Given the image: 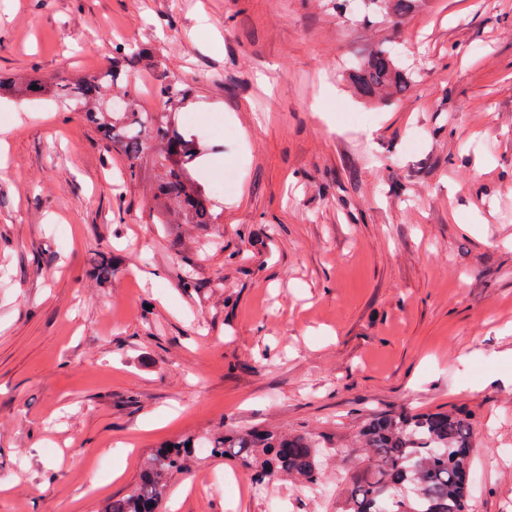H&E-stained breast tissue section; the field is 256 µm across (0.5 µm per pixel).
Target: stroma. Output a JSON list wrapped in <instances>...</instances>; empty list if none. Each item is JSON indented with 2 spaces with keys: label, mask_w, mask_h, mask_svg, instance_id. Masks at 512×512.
Wrapping results in <instances>:
<instances>
[{
  "label": "stroma",
  "mask_w": 512,
  "mask_h": 512,
  "mask_svg": "<svg viewBox=\"0 0 512 512\" xmlns=\"http://www.w3.org/2000/svg\"><path fill=\"white\" fill-rule=\"evenodd\" d=\"M384 39L421 78L371 106L340 71ZM145 42L143 109L166 81L196 91L216 223H154L82 113L0 97V512H100L161 442L226 426L342 440L454 407L470 512H512V0H432L397 28L327 0H0L4 79L71 82ZM349 467L272 491L326 512ZM238 470L190 457L169 512H270L225 488Z\"/></svg>",
  "instance_id": "35a3bbf8"
}]
</instances>
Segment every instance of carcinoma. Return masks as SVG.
<instances>
[{
	"instance_id": "cac0c4a2",
	"label": "carcinoma",
	"mask_w": 512,
	"mask_h": 512,
	"mask_svg": "<svg viewBox=\"0 0 512 512\" xmlns=\"http://www.w3.org/2000/svg\"><path fill=\"white\" fill-rule=\"evenodd\" d=\"M427 0H361L356 22L365 25L420 11ZM134 66H154L150 49L116 48L104 71L74 83L29 75L9 83L0 80V96L52 95L82 112L107 139L121 147L126 174L145 177L143 157L153 152L148 176L161 214L177 215L178 224H212V191L199 172L204 147L178 124L177 113L191 102L192 88L179 81L160 86L164 108L146 112L130 86ZM346 79L368 101L385 103L403 96L414 79L398 54L381 41L346 67ZM38 89H33V86ZM471 414L398 412L369 417L358 433V447L334 448L353 462L333 512H469L477 484L472 460ZM331 438L286 434L277 429L188 436L163 443L149 454L139 482L127 495L106 501L101 512H158L171 477L184 469L195 452L224 457L250 470L259 484L286 477L303 489L320 483L321 452Z\"/></svg>"
}]
</instances>
